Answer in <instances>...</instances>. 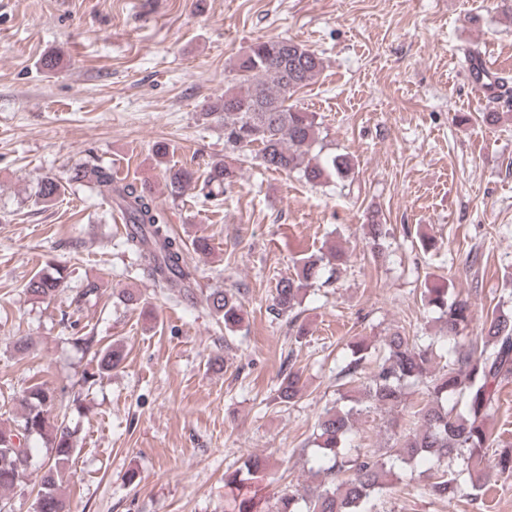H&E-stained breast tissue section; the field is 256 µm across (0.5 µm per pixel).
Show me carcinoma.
Here are the masks:
<instances>
[{"mask_svg":"<svg viewBox=\"0 0 512 512\" xmlns=\"http://www.w3.org/2000/svg\"><path fill=\"white\" fill-rule=\"evenodd\" d=\"M323 61L305 45L285 38L259 40L238 57L232 67V85L210 101L205 119L224 125V145L238 150L258 148L261 164L272 171H296L311 184L336 177L345 182L354 177V164L346 155H335L324 163L309 154L317 141L315 113L288 104L294 92L309 85L322 71ZM233 171L224 161L211 163L200 188L206 200H217L232 182ZM73 180L90 184L96 194L114 203L124 215L125 245L136 258L139 270L166 288L190 296L196 282V269L185 257V244L167 224L151 189L136 182L120 183L104 167L76 170ZM170 194L179 196L194 183L193 173L170 168L166 175ZM63 184L51 177L41 179L37 198L54 200ZM366 228L373 257L383 255L384 225L376 212L368 213ZM340 271L346 253L332 248L320 257H301L294 263L295 274L280 278L275 285L274 309L292 311L315 278L321 263ZM67 278L66 270L39 272L25 284L32 300L54 298ZM101 284L90 280L71 298L74 311L99 295ZM204 301L224 330L232 332L242 321V302L224 290H214ZM423 301L439 312L442 334L428 344H419L398 332L386 337L376 356L369 382L354 388L365 402L391 411L405 407L406 387L423 383L427 403L413 412L418 429H409L399 439L389 460L372 454H351L346 447L353 427V408L332 406L318 421L316 455L328 462L323 469L322 488H304L283 493L274 512H372V502L399 479V471L413 465L431 472L429 494L441 500L484 495L493 478L512 475V449L503 450L490 466L486 449L494 444L486 421L499 388L512 381V313L500 309L486 317L480 331L468 343L457 345L458 337L471 328L475 313L468 300L449 295L447 288H428ZM368 347L351 348V359L340 373L353 384L359 381L361 361ZM448 357L451 368L435 374L432 368L439 357ZM96 369L86 371L81 386L91 387L97 378L118 368L123 362L122 347L114 343L94 352ZM301 372L288 368L281 376L275 399L291 404L302 395ZM55 394L35 384L22 399L25 412L11 428L0 429V492L11 491L29 475L32 448L30 438L45 440L49 462L39 476L35 512H69L59 493L63 470L77 448L76 430L52 417ZM269 460L251 456L243 464L224 473V488L232 495L233 512H266L261 489L268 479Z\"/></svg>","mask_w":512,"mask_h":512,"instance_id":"obj_1","label":"carcinoma"}]
</instances>
